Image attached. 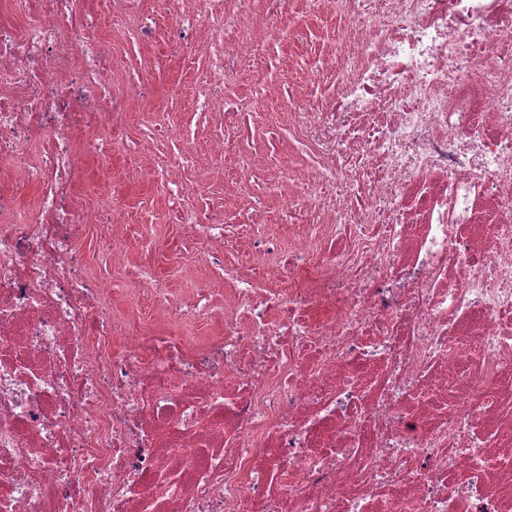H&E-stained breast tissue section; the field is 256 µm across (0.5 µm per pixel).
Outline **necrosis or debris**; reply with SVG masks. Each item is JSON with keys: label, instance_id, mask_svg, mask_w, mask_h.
<instances>
[{"label": "necrosis or debris", "instance_id": "necrosis-or-debris-1", "mask_svg": "<svg viewBox=\"0 0 512 512\" xmlns=\"http://www.w3.org/2000/svg\"><path fill=\"white\" fill-rule=\"evenodd\" d=\"M311 2L349 25L286 114L310 160L281 166L240 143L283 84L227 87L288 0H164L205 60L201 153L126 137L150 84L76 0H0V512H512V0ZM100 13L156 35L137 0ZM173 139L135 177L220 271L183 294L127 265L148 335L77 248L93 229L119 260L131 233L80 200L78 157ZM271 170L246 223L192 197Z\"/></svg>", "mask_w": 512, "mask_h": 512}]
</instances>
